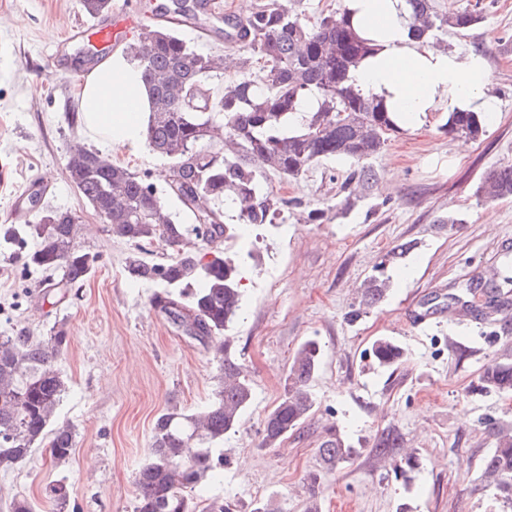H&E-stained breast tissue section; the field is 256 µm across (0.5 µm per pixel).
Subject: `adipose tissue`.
Wrapping results in <instances>:
<instances>
[{
  "instance_id": "obj_1",
  "label": "adipose tissue",
  "mask_w": 512,
  "mask_h": 512,
  "mask_svg": "<svg viewBox=\"0 0 512 512\" xmlns=\"http://www.w3.org/2000/svg\"><path fill=\"white\" fill-rule=\"evenodd\" d=\"M344 7L355 32L371 47L349 82L361 94L382 100L400 129L452 112H476L488 124L497 122L499 102L489 88L483 56L415 39L406 0H344ZM80 109L90 132L115 146H133L143 138L148 93L140 74L117 53L88 77Z\"/></svg>"
}]
</instances>
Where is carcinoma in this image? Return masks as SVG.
Masks as SVG:
<instances>
[{
    "mask_svg": "<svg viewBox=\"0 0 512 512\" xmlns=\"http://www.w3.org/2000/svg\"><path fill=\"white\" fill-rule=\"evenodd\" d=\"M418 36L448 29L465 31L479 23L480 13L465 10L444 16L435 0H407ZM92 17L108 13L112 0H81ZM171 20L179 25L215 15L210 0H194L192 8L173 2ZM247 56L241 75L215 98L200 86L219 70V58L197 50L177 32L160 27L128 46L126 60L141 72L151 103L144 140L154 153L173 160V181L182 212L193 224L180 222L153 183L97 151L71 154L66 163L70 182L93 211L110 224L112 236L131 246L125 261L129 276L163 288L150 299L181 336L214 348L220 364L219 386L202 410L171 409L153 424L149 459L136 477L135 512H195L189 492L221 464L218 446L237 431L253 397L251 380L231 352L225 335L241 316L242 269L253 260L246 253L221 248L242 237L244 229L274 224L288 207L301 205L264 187L259 176L301 177L327 159L344 160L351 170L340 186L343 199L336 214L348 212L359 192L377 178L369 160L385 148L396 123L381 101L348 85L349 73L369 53L345 13L324 15L312 23L288 0H264L239 20ZM266 64L264 76H252L253 59ZM310 95L317 108L301 125L288 119ZM450 134L476 138L480 119L472 112H454L444 124ZM485 201L512 196V165L487 171L476 188ZM238 208L237 224L224 223L223 205ZM7 241L25 248L23 235L35 239L25 252V266L45 274L43 299L64 298L65 290L87 279L97 255L79 242V216L49 210L38 223L0 229ZM209 245L205 250L188 235ZM163 240L171 254L148 257L145 246ZM391 280L369 278L359 307L371 309L388 295ZM68 343L63 328L41 339L21 332L0 334V467L10 469L49 448L57 465L69 463L76 433L68 424H54L56 408L67 390L56 368L57 355ZM372 355L383 367L398 364L403 348L381 338ZM323 350L315 339L304 341L288 368L279 404L265 418L262 446L271 448L298 430L315 412L313 382ZM485 392H512V359L488 366L481 378ZM493 451L484 458L485 476L493 479L500 498L512 503V433L493 429ZM355 448L337 427L327 430L318 455L321 470L330 472L349 462ZM56 512H64L66 485L49 489Z\"/></svg>",
    "mask_w": 512,
    "mask_h": 512,
    "instance_id": "obj_1",
    "label": "carcinoma"
}]
</instances>
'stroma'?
Masks as SVG:
<instances>
[{
	"label": "stroma",
	"instance_id": "35a3bbf8",
	"mask_svg": "<svg viewBox=\"0 0 512 512\" xmlns=\"http://www.w3.org/2000/svg\"><path fill=\"white\" fill-rule=\"evenodd\" d=\"M476 4V27L434 37L489 62L501 116L467 151L437 121L392 134L371 161L378 182L370 194L345 217L321 224L307 212L335 205L347 162L325 161L290 182L268 174L269 188L303 205L285 210L279 226L247 230L237 242L258 255L230 330L254 395L224 441L221 468L191 493L199 507L304 512L307 476L320 467L325 430L337 426L358 455L323 475L321 512H512L482 470L493 448L488 424L512 431V393L476 389L484 369L512 353V303L493 310L483 295L465 292L487 268L512 263V248L502 246L512 241V198L486 202L475 194L485 172L512 164V0H455V9ZM91 22L80 0H0V158L11 157L16 170L13 184L0 185V225L14 189L46 177L52 186L40 208L79 215L87 228L81 243L98 255L94 273L55 306L41 298L43 274L24 270L22 253L0 241V333L66 331L57 367L68 391L55 420L76 432L66 466H52L40 449L24 466L0 470V512H11L18 494L53 512L46 491L59 483L69 491L66 512H134L135 477L148 460L155 417L172 407L197 410L218 386L212 351L178 335L151 308L156 286L129 277V245L67 180L66 161L79 142L139 174L173 167L147 144L107 145L86 129L84 80L68 65L79 49L66 34ZM448 216L455 225L445 224ZM407 241L416 249L391 259ZM378 273L392 288L380 305L359 311L361 285ZM380 337L404 348L397 367L373 365L369 350ZM309 338L323 348L315 412L279 447H262L264 419ZM390 433L399 437L398 455L415 453L412 472L377 455V441Z\"/></svg>",
	"mask_w": 512,
	"mask_h": 512
}]
</instances>
